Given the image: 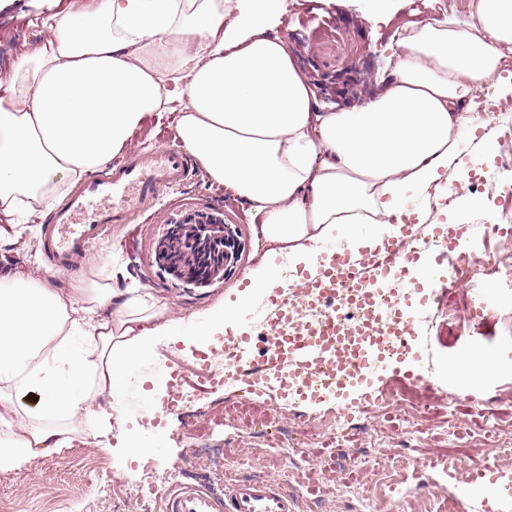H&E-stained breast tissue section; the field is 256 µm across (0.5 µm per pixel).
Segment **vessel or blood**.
Wrapping results in <instances>:
<instances>
[{"instance_id": "obj_1", "label": "vessel or blood", "mask_w": 512, "mask_h": 512, "mask_svg": "<svg viewBox=\"0 0 512 512\" xmlns=\"http://www.w3.org/2000/svg\"><path fill=\"white\" fill-rule=\"evenodd\" d=\"M188 169L186 154L170 147L133 150L114 159L107 174L83 183L53 214L46 238L52 260L66 264L98 239L106 226L133 223L153 210L183 182ZM383 256L382 262L373 264L332 247L327 256L302 269L301 275L332 313L342 300L366 303L377 293L405 292L404 261L394 244L384 247ZM287 322L288 291L284 288L267 295L261 305L242 309L238 333L223 340L226 365L247 369L255 339L263 337L266 391H280L283 376L297 375L301 378L297 397L317 400V387L304 373L325 365L336 378L326 397L344 407L367 397L389 367L370 347H348L347 337L337 334L332 316L325 320L321 336L284 335ZM164 502V512H294L293 501L275 483L265 480H227L220 498L202 487L177 486L168 490Z\"/></svg>"}]
</instances>
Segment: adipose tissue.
Masks as SVG:
<instances>
[{"mask_svg": "<svg viewBox=\"0 0 512 512\" xmlns=\"http://www.w3.org/2000/svg\"><path fill=\"white\" fill-rule=\"evenodd\" d=\"M281 2L64 0L0 78V214L50 211L147 116L174 112L183 148L290 263L335 239L363 257L401 237L412 194L464 167L461 108L512 53V0H464L461 24H397L378 93L328 110L271 33ZM237 309L186 326L84 272L0 278V474L107 437L159 337L235 328Z\"/></svg>", "mask_w": 512, "mask_h": 512, "instance_id": "adipose-tissue-1", "label": "adipose tissue"}]
</instances>
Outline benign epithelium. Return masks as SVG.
<instances>
[{"label":"benign epithelium","mask_w":512,"mask_h":512,"mask_svg":"<svg viewBox=\"0 0 512 512\" xmlns=\"http://www.w3.org/2000/svg\"><path fill=\"white\" fill-rule=\"evenodd\" d=\"M222 224H172L159 242L160 264L196 284L210 283L230 261Z\"/></svg>","instance_id":"7a95c632"}]
</instances>
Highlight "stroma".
<instances>
[{"mask_svg":"<svg viewBox=\"0 0 512 512\" xmlns=\"http://www.w3.org/2000/svg\"><path fill=\"white\" fill-rule=\"evenodd\" d=\"M54 4L55 0H0V73L9 70L37 39L31 20L53 10ZM273 33L287 42L322 107L350 108L371 98L375 79L392 53L391 28L374 11L373 0H283ZM462 149L466 173L451 170L440 181L443 194L457 196V204L439 214L422 205L412 209L409 222L421 238L432 236L436 223L455 225L457 233L479 246L484 227L475 223L472 209L463 207L461 200L475 196L487 221L496 222L502 209L498 197L485 190L471 192L470 187L480 179L512 178V169L500 165L501 155L512 154V138L499 141L498 153L491 157L481 153L475 139L464 140ZM167 199L185 213L223 209L225 223L241 243L236 262L210 286L185 288L158 269L154 247L166 229L162 210L133 224L108 226L73 268L59 269L61 282L85 269L92 255L100 278L119 288L132 284L147 288L164 299L177 318L187 320L218 300L235 299L248 285V272L268 260L245 206L231 191L213 184L196 161ZM48 221L45 213L18 216L11 222L0 217V275L35 272V262L18 252L14 240H27L36 253H43ZM422 295L440 301L438 310L417 309L421 334L415 349L430 358L425 387L431 403L426 414L412 418L392 403V391L417 369L410 356L394 362L372 398L345 409L333 401L302 402L285 395L259 398L239 385L212 386L188 374L182 386L193 389L198 405L212 413L198 435L230 458L245 443L262 449H296L304 467L302 512H319L320 500L346 485L358 492L360 502L385 506L386 512H415L421 502L429 512H448L438 488L454 487L455 476L463 469L469 472L470 488L457 512H512V468L501 470V489L494 500L471 490L482 479V463L493 457L490 449L476 444L477 434L512 436V431L499 427L501 421H512V368L469 381L456 370L459 360L476 346L512 351V289L501 288L494 305L484 306L477 317L466 321L458 317L453 293L426 284ZM196 351V346L176 337L160 340L155 354L158 362L167 364V376L153 375L152 365L142 364L143 384L125 401L105 443H77L62 454L38 458L28 469L0 474V512H112L111 499L102 495L103 486L136 493L148 462L173 474L174 484L207 485L189 455L194 436L178 408L161 405L172 391L171 377L177 374L179 362H194ZM319 414L339 420L334 436L319 437L307 427V420ZM137 435L150 445L133 459L126 446Z\"/></svg>","mask_w":512,"mask_h":512,"instance_id":"35a3bbf8","label":"stroma"}]
</instances>
